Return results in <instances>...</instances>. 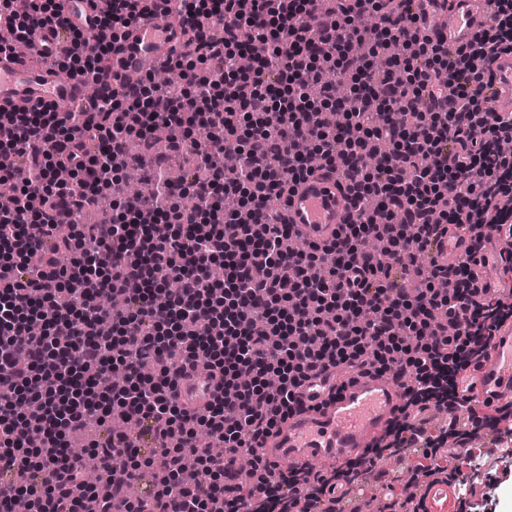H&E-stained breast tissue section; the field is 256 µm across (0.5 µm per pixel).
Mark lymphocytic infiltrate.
<instances>
[{"label":"lymphocytic infiltrate","mask_w":512,"mask_h":512,"mask_svg":"<svg viewBox=\"0 0 512 512\" xmlns=\"http://www.w3.org/2000/svg\"><path fill=\"white\" fill-rule=\"evenodd\" d=\"M61 0H30L28 13L0 0L7 28L31 43L36 28L61 22ZM411 0H110L89 29H73V53L47 62L87 81L111 68L116 43L140 17H177L176 48L135 91L117 88L88 109L51 104L0 121V150L23 165L13 211L0 214V506L39 496V512H99L129 503L126 474L153 468L157 512H338L360 471L405 448L424 457L454 444L473 458L481 422H449L432 435L418 417L454 412L450 390L486 356L512 319V293L477 287L490 236H512V117L484 93L499 57L512 53V0H481L495 25L449 54L423 37ZM385 58L381 79L373 61ZM204 73L170 85L176 68ZM278 73L276 84L265 82ZM350 79L345 98L337 78ZM164 120L172 147L189 151L205 175L191 178L192 210L160 160L88 154V142L152 137ZM240 144L227 171L224 144ZM72 180L58 182L56 166ZM334 170L359 216L319 247L269 209L316 166ZM144 172L139 208L122 205L118 168ZM248 194L225 211V195ZM110 198L111 223L59 239L60 221ZM470 235L471 263L442 265L430 250L447 231ZM224 263V303L215 307L209 270ZM179 284L177 294L165 289ZM126 296L125 308L99 298ZM173 335L156 337L161 320ZM206 361L218 396L204 409L173 396L187 367ZM129 383L111 384L115 364ZM409 377L407 400L388 435L346 466L271 463L269 440L299 405L300 388L332 372ZM32 397L25 422L12 410ZM134 417L154 448L92 442L101 483H85L69 440L113 415ZM223 447L197 444V429Z\"/></svg>","instance_id":"obj_1"}]
</instances>
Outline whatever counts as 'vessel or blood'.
I'll use <instances>...</instances> for the list:
<instances>
[{"label":"vessel or blood","mask_w":512,"mask_h":512,"mask_svg":"<svg viewBox=\"0 0 512 512\" xmlns=\"http://www.w3.org/2000/svg\"><path fill=\"white\" fill-rule=\"evenodd\" d=\"M479 0H453L450 9L435 13L426 36L443 41L449 51L467 43L478 24L488 17L479 13ZM177 40L162 21L148 19L132 27L119 44L114 59L121 72H148L164 51ZM99 96L112 93L113 80L104 76L95 87ZM81 79L48 69L36 52L27 57L0 54V112H25L41 103L77 108L88 97ZM503 112H512V56L498 60L487 89ZM287 223L311 241L324 245L340 229L351 223L353 215L348 193L335 174L316 172L289 195L285 204ZM469 240L451 235L441 237L433 253L450 264L465 259ZM461 396L471 403L488 405L492 416L512 415V321H506L490 339L489 352L476 369L459 381ZM215 388L205 375L178 384V400L197 405L211 400ZM302 410L294 412L276 439L275 459L302 466L313 461L341 462L363 454L365 449L383 444L395 417L406 402L403 388L393 378L368 375L354 378L340 389L333 401H326L322 379L303 386ZM427 512H436L439 500L455 504L453 485L442 475L430 477L422 488Z\"/></svg>","instance_id":"vessel-or-blood-1"}]
</instances>
